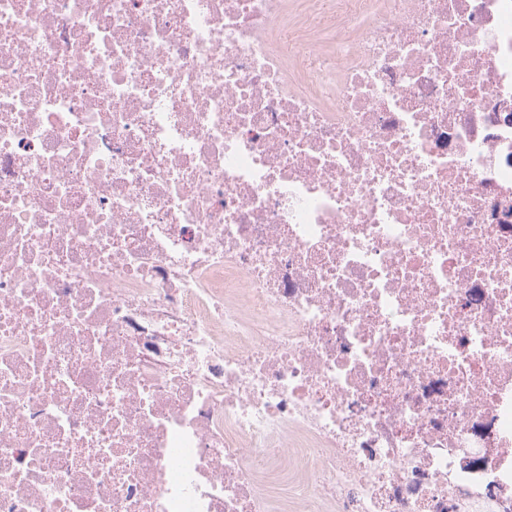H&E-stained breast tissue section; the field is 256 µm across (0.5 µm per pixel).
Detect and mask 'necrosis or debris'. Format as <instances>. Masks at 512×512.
<instances>
[{
    "instance_id": "obj_1",
    "label": "necrosis or debris",
    "mask_w": 512,
    "mask_h": 512,
    "mask_svg": "<svg viewBox=\"0 0 512 512\" xmlns=\"http://www.w3.org/2000/svg\"><path fill=\"white\" fill-rule=\"evenodd\" d=\"M0 512H512V0H0Z\"/></svg>"
}]
</instances>
